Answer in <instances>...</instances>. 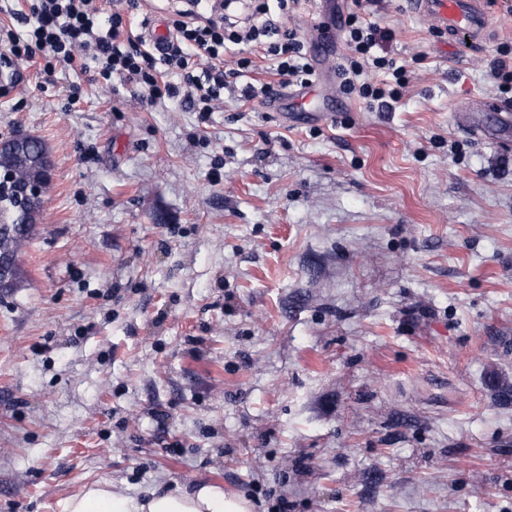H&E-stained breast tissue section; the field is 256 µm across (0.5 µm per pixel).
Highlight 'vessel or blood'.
I'll return each instance as SVG.
<instances>
[{"instance_id": "b4317fda", "label": "vessel or blood", "mask_w": 512, "mask_h": 512, "mask_svg": "<svg viewBox=\"0 0 512 512\" xmlns=\"http://www.w3.org/2000/svg\"><path fill=\"white\" fill-rule=\"evenodd\" d=\"M412 12L447 34L454 43H471L478 47L487 42L492 31V18L487 0H409ZM291 118L312 114L333 118L334 107L329 93L316 88L293 99Z\"/></svg>"}]
</instances>
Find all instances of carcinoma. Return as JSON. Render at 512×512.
Masks as SVG:
<instances>
[{"instance_id": "1", "label": "carcinoma", "mask_w": 512, "mask_h": 512, "mask_svg": "<svg viewBox=\"0 0 512 512\" xmlns=\"http://www.w3.org/2000/svg\"><path fill=\"white\" fill-rule=\"evenodd\" d=\"M51 179L49 150L35 136L0 139V289L18 286V252L31 239L43 201L24 196V184Z\"/></svg>"}]
</instances>
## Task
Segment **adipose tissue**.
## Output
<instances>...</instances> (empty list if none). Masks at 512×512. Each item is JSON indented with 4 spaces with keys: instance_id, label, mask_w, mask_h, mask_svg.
Returning a JSON list of instances; mask_svg holds the SVG:
<instances>
[{
    "instance_id": "1",
    "label": "adipose tissue",
    "mask_w": 512,
    "mask_h": 512,
    "mask_svg": "<svg viewBox=\"0 0 512 512\" xmlns=\"http://www.w3.org/2000/svg\"><path fill=\"white\" fill-rule=\"evenodd\" d=\"M59 512H253L250 502L225 493L218 484L162 488L145 496L117 490L111 481H98L63 498Z\"/></svg>"
}]
</instances>
